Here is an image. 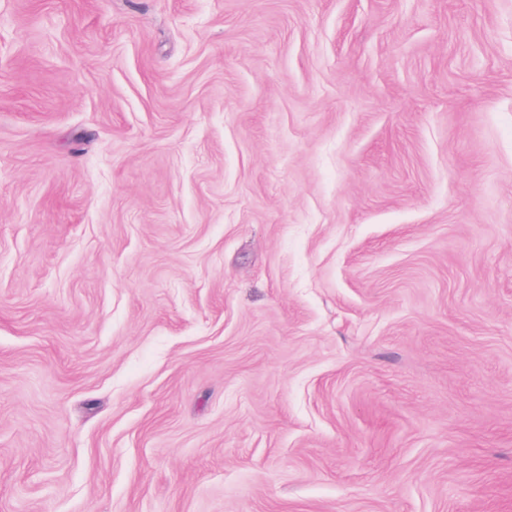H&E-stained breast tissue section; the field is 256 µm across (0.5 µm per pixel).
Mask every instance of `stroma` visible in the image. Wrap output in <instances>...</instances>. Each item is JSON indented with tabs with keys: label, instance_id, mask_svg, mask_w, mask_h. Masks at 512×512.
<instances>
[{
	"label": "stroma",
	"instance_id": "obj_1",
	"mask_svg": "<svg viewBox=\"0 0 512 512\" xmlns=\"http://www.w3.org/2000/svg\"><path fill=\"white\" fill-rule=\"evenodd\" d=\"M0 512H512V0H0Z\"/></svg>",
	"mask_w": 512,
	"mask_h": 512
}]
</instances>
